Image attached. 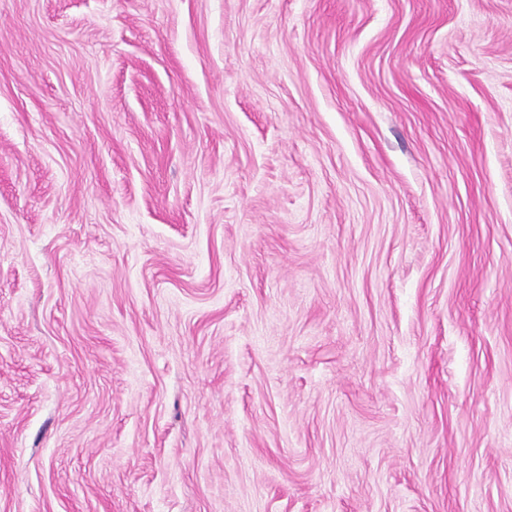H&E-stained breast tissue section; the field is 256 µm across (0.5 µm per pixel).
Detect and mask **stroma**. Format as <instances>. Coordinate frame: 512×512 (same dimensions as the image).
<instances>
[{
	"instance_id": "1",
	"label": "stroma",
	"mask_w": 512,
	"mask_h": 512,
	"mask_svg": "<svg viewBox=\"0 0 512 512\" xmlns=\"http://www.w3.org/2000/svg\"><path fill=\"white\" fill-rule=\"evenodd\" d=\"M0 512H512V0H0Z\"/></svg>"
}]
</instances>
